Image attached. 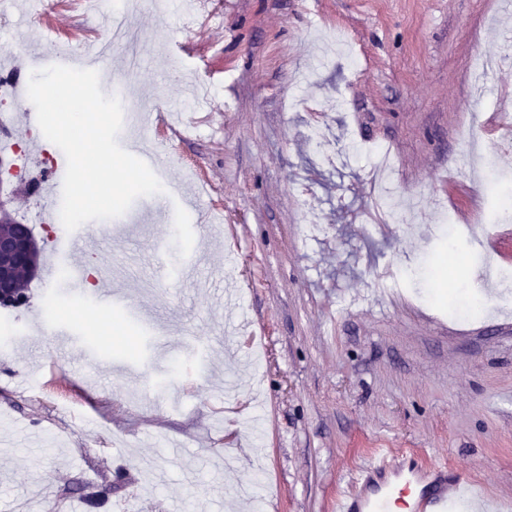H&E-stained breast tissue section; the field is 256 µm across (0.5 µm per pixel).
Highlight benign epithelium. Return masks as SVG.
<instances>
[{
    "label": "benign epithelium",
    "instance_id": "obj_1",
    "mask_svg": "<svg viewBox=\"0 0 512 512\" xmlns=\"http://www.w3.org/2000/svg\"><path fill=\"white\" fill-rule=\"evenodd\" d=\"M9 161L0 154V299L13 293L22 276L33 278L40 268L41 251L38 240L29 225L23 223L11 210L15 189L8 187L4 173Z\"/></svg>",
    "mask_w": 512,
    "mask_h": 512
}]
</instances>
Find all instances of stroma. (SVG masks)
<instances>
[{
    "label": "stroma",
    "instance_id": "stroma-1",
    "mask_svg": "<svg viewBox=\"0 0 512 512\" xmlns=\"http://www.w3.org/2000/svg\"><path fill=\"white\" fill-rule=\"evenodd\" d=\"M29 9L12 0L0 16V51L43 41V22H21ZM45 9L57 40L103 30L100 8ZM206 9L133 0L138 69L118 49L98 69L128 104L119 143L139 158L164 147L163 192L86 223L91 248L63 255L55 281L31 279L25 305L0 307L17 327L0 355V512H336L383 451L512 503V306L493 277L512 273V225L480 212L492 180L512 185V147L487 129L512 122L499 109L512 20L497 0ZM157 102L182 118L180 139L138 122ZM378 144L395 204L420 203L411 230L362 216L364 148ZM17 207L49 259L54 207L23 188ZM447 224L472 257L462 274L389 287L444 251L434 231ZM96 261L115 266L108 309L76 274ZM191 263L205 287L183 278ZM224 290L262 351L226 325Z\"/></svg>",
    "mask_w": 512,
    "mask_h": 512
}]
</instances>
